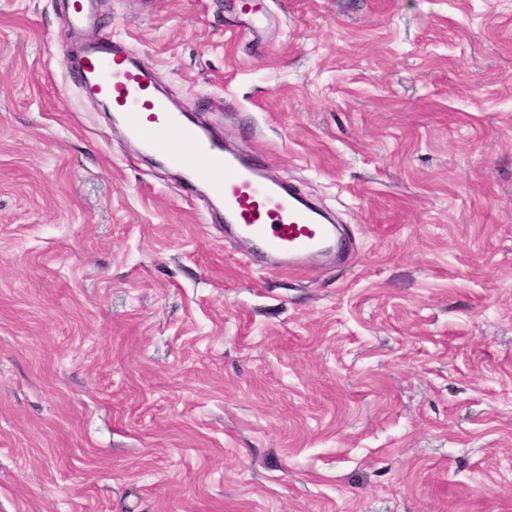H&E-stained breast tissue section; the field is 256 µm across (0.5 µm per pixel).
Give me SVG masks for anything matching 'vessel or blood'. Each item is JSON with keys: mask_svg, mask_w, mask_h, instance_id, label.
<instances>
[{"mask_svg": "<svg viewBox=\"0 0 512 512\" xmlns=\"http://www.w3.org/2000/svg\"><path fill=\"white\" fill-rule=\"evenodd\" d=\"M237 8L241 27L265 20L255 0H238ZM78 73L82 94L109 102L128 137L163 154L171 166L190 170L188 195L209 185L225 236L250 241L253 257L268 270L298 273L310 259L340 252L342 240L327 211L311 205L293 183L272 179L263 157L240 155L172 109L120 47L86 45Z\"/></svg>", "mask_w": 512, "mask_h": 512, "instance_id": "b4317fda", "label": "vessel or blood"}]
</instances>
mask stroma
Returning a JSON list of instances; mask_svg holds the SVG:
<instances>
[{
    "label": "stroma",
    "instance_id": "stroma-1",
    "mask_svg": "<svg viewBox=\"0 0 512 512\" xmlns=\"http://www.w3.org/2000/svg\"><path fill=\"white\" fill-rule=\"evenodd\" d=\"M98 0L174 106L336 211L246 264L0 0V512H512V0ZM237 8L241 15L240 27L253 28L265 20L264 8L254 2L257 0H237Z\"/></svg>",
    "mask_w": 512,
    "mask_h": 512
}]
</instances>
